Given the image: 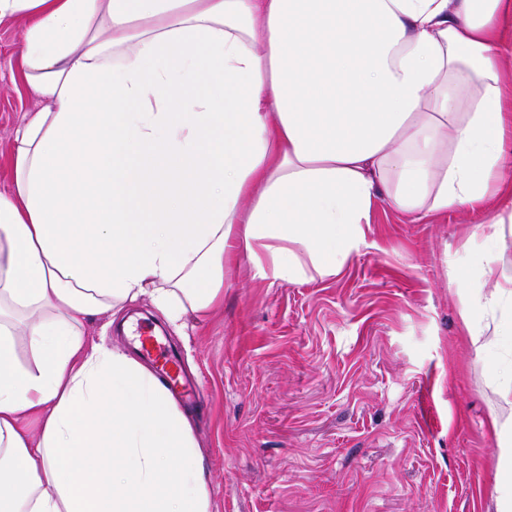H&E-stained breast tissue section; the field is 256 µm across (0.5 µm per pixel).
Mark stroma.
<instances>
[{"label":"stroma","mask_w":512,"mask_h":512,"mask_svg":"<svg viewBox=\"0 0 512 512\" xmlns=\"http://www.w3.org/2000/svg\"><path fill=\"white\" fill-rule=\"evenodd\" d=\"M18 21H0V193L34 99L16 77ZM488 232L462 206L419 223L378 201L367 248L335 276L262 280L240 257L224 303L175 332L149 302L87 323L132 351L124 321L155 323L197 382L191 412L210 512H495L512 416L493 361L461 320L462 289H490Z\"/></svg>","instance_id":"35a3bbf8"}]
</instances>
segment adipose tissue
<instances>
[{"label":"adipose tissue","instance_id":"ef3b65f1","mask_svg":"<svg viewBox=\"0 0 512 512\" xmlns=\"http://www.w3.org/2000/svg\"><path fill=\"white\" fill-rule=\"evenodd\" d=\"M38 105L0 193V512H210L166 385L83 324L149 298L182 329L256 275L334 276L387 198L512 222V0H0ZM512 346V273L463 296ZM33 363L19 365L15 336ZM497 512H512V420Z\"/></svg>","mask_w":512,"mask_h":512}]
</instances>
